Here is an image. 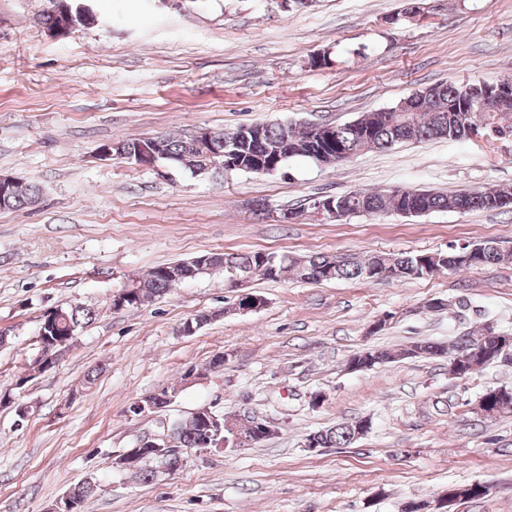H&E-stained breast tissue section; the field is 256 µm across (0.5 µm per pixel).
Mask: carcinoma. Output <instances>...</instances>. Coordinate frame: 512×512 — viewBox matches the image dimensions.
Returning <instances> with one entry per match:
<instances>
[{
	"instance_id": "carcinoma-1",
	"label": "carcinoma",
	"mask_w": 512,
	"mask_h": 512,
	"mask_svg": "<svg viewBox=\"0 0 512 512\" xmlns=\"http://www.w3.org/2000/svg\"><path fill=\"white\" fill-rule=\"evenodd\" d=\"M498 81H473L467 83H441L413 92L397 105L366 112L360 118L342 125H333L329 137L317 136L307 124L275 121L242 125L232 130L215 131V146L224 149V161H232L244 167L255 157H271L282 146H287L288 155L280 163L284 168L288 161L306 159L319 160L324 165L346 162L356 155L372 150L387 149L402 142H421L435 138L451 140L471 137L470 126L483 120V134L512 133V97L499 101L495 108L483 115L473 111L479 99L486 96ZM169 156H191L194 154L192 140L187 136L163 135ZM141 138L130 137L116 140L113 152L124 160L135 155ZM359 209L364 213L395 212L400 215L439 210L470 211L499 210L501 200L512 199V186L496 185L484 190H462L449 194H437L427 190L401 189L391 192L360 190L353 192ZM41 189L35 183L17 182L14 188L0 198V210H15L35 205ZM485 249L474 256V260H463V248H451L447 252H375L363 257L349 256L345 261L325 254L294 256L259 251L245 253L214 252V266L224 270L227 277L259 276L276 281L286 274L300 281L322 282L332 280L376 281L372 273L377 264L386 263L390 278L401 280L433 276L443 270L461 272L478 265L502 264L504 248L494 241L484 242ZM171 264L152 268L140 280L141 297L152 300L168 292L177 281L170 278L167 269ZM96 312L79 304L61 305L55 320H42L44 334L40 343L49 346L63 340L71 343L70 327L83 328L95 319ZM497 332L490 326L469 331L461 336L453 348L429 341L418 340L400 349L375 348L365 350L350 360L354 369H370L378 364L390 363L407 357H445L453 364L451 375L469 366L475 357V344H496ZM369 429L363 420L342 422L309 434L320 448H343L358 440ZM206 429L194 417L176 423V439L182 448H197L204 439ZM174 472L182 466L181 457L173 448L155 449L136 467L133 474L142 482L154 480L161 466Z\"/></svg>"
}]
</instances>
